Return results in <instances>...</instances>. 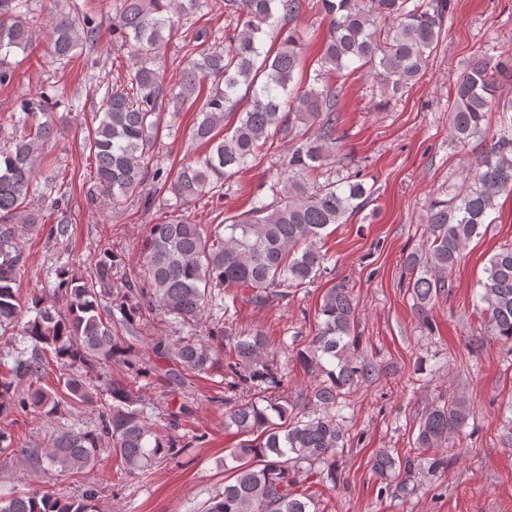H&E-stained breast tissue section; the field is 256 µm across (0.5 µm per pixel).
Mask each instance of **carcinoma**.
Returning <instances> with one entry per match:
<instances>
[{
	"label": "carcinoma",
	"mask_w": 512,
	"mask_h": 512,
	"mask_svg": "<svg viewBox=\"0 0 512 512\" xmlns=\"http://www.w3.org/2000/svg\"><path fill=\"white\" fill-rule=\"evenodd\" d=\"M327 23L318 68L311 81L294 86L305 36L294 30L276 50L265 49L264 27L279 17L295 18L301 0H119L108 18L115 44L132 49L124 83L105 86L102 108L92 116L86 148L95 162V194L116 210L136 197L148 179L161 180L183 202L224 197V181L249 166L261 150L280 140L289 143L285 168L270 185L273 202L206 231L200 224L175 218L152 224L145 264L150 287L133 278L116 301L118 324L131 332L142 309L155 308L177 320L186 334L152 343L155 356L177 366V374L207 373L221 362L224 326L200 336L196 327L213 308L233 319L226 301L228 288H252L254 300L284 299L327 273L323 251L325 231L343 224L368 204L374 189L359 174L312 185L309 177L336 153L338 116L336 87L331 78L352 65L390 96L403 94L426 74L428 62L442 40L452 0H317ZM208 8L237 25L225 35L227 46L206 45L208 33L199 30L186 44L188 61L182 67L175 109L207 91L191 129L193 140L207 145L204 159L184 164L174 178L149 170L148 157L158 133L164 98L160 70L166 42L179 20ZM43 21L28 0H0V86L13 81L6 57L14 49L32 45V34ZM52 48L62 64L76 50L99 37V23L87 12H61L51 24ZM512 80V53L473 57L464 75L453 82L448 100L450 137L464 151L486 134L495 121L493 144L479 158H463V185L447 200L430 201L423 216L421 246L404 260L409 275L407 292L413 307L428 320L438 299L452 288L454 269L467 245L483 236L497 199L512 195V100L497 96L498 78ZM245 87L248 104L240 107L237 91ZM53 103L41 95L24 98L12 112L0 113V133L16 128L5 148L0 147V339L16 338L31 346L12 363L0 357V419L13 414H36L58 423L50 448H21L35 463L45 459L50 470L71 476L96 468L102 456L121 460L120 475L144 473L156 463L183 450L180 441L164 435L152 422L137 385L147 374L92 380L86 368L116 363L132 365L133 344L119 333L112 317L103 316L101 296L110 293L119 261L109 248L97 254L88 274L61 270L53 294L21 301L19 276L25 263L19 225L36 224L28 210L41 193L38 163L55 127ZM55 204L63 217L52 233L68 232L67 183L56 185ZM476 307L487 332L509 346L512 353V245L490 257L484 277L477 281ZM358 303L341 281L327 289L316 333L299 359L313 378L306 403L288 410L260 406L265 393L281 383L273 371L272 345L263 333L232 338V358L226 364L230 386L252 398L236 403L225 428L240 438L230 450L233 465L224 488L206 501L204 512H317L313 496L297 489V475L332 478L346 442V394L380 377V369L359 352L356 334ZM28 317L22 321V317ZM52 355L64 373L63 392L46 391L38 382ZM87 408L97 413L93 426L71 422L72 413ZM276 414L279 422L271 420ZM474 417L467 401L453 393L422 415L415 447L440 451L429 468L448 464L452 440ZM420 463L417 457L377 452L373 469L383 479L405 474L396 487L407 490ZM98 493L86 489L64 495L51 486L13 491L0 497V512H98Z\"/></svg>",
	"instance_id": "carcinoma-1"
}]
</instances>
